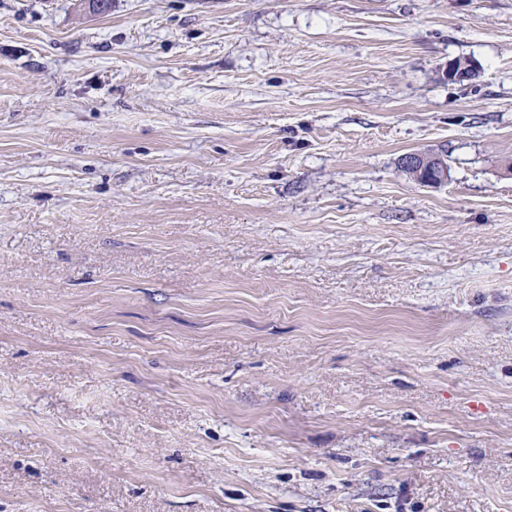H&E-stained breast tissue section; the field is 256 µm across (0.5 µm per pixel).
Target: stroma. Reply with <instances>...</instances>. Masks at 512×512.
<instances>
[{"label":"stroma","instance_id":"35a3bbf8","mask_svg":"<svg viewBox=\"0 0 512 512\" xmlns=\"http://www.w3.org/2000/svg\"><path fill=\"white\" fill-rule=\"evenodd\" d=\"M85 3L0 0V512H512V0ZM456 61L451 60L448 62L447 76L449 81L457 83H473L477 80L480 73V67L476 62L466 65L472 61L469 58H459Z\"/></svg>","mask_w":512,"mask_h":512}]
</instances>
